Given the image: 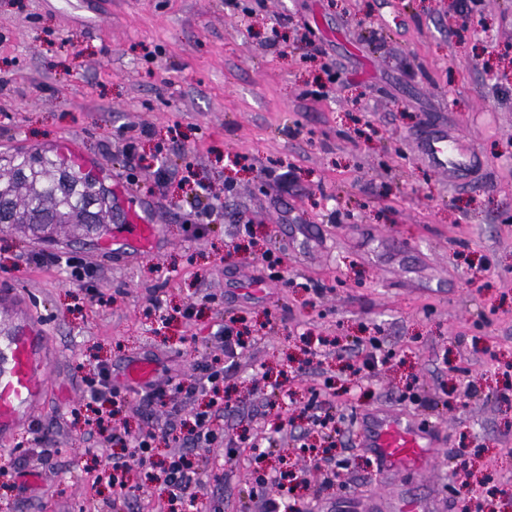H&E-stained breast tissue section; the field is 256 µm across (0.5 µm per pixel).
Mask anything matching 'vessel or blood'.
I'll list each match as a JSON object with an SVG mask.
<instances>
[{
	"mask_svg": "<svg viewBox=\"0 0 512 512\" xmlns=\"http://www.w3.org/2000/svg\"><path fill=\"white\" fill-rule=\"evenodd\" d=\"M418 155L434 170L447 174L450 182L468 183L483 166V160L468 149L454 131L437 124L427 125L416 138ZM119 223L130 250L155 249L161 237L154 217L139 204V192L115 185ZM0 303L11 312L0 321V440L26 427L36 406L48 393L49 346L38 322L10 289L0 290ZM363 446L380 470L401 467L419 470L431 463L436 434L403 413L383 412L366 417Z\"/></svg>",
	"mask_w": 512,
	"mask_h": 512,
	"instance_id": "b4317fda",
	"label": "vessel or blood"
}]
</instances>
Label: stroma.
Here are the masks:
<instances>
[{
  "mask_svg": "<svg viewBox=\"0 0 512 512\" xmlns=\"http://www.w3.org/2000/svg\"><path fill=\"white\" fill-rule=\"evenodd\" d=\"M307 29L322 56L296 49ZM430 121L470 141L482 179L453 187L420 163L413 137ZM41 147L141 187L161 243L136 254L108 244V228L0 232V288L25 298L54 351L52 394L0 452L7 475L34 468L42 482L0 487V512H169L145 470L125 475L130 505L95 482L114 447L88 423L91 381L102 363L126 382L147 358L155 382H191L227 322L247 345L214 419L224 439L188 451L204 510L262 512L227 449L253 440L269 445V469L297 472L305 512H401L409 498L460 512L461 498L512 487V0L466 16L457 0H0V153ZM160 160L189 182L156 183ZM201 186L224 220L194 234L187 200ZM78 262L110 303L72 282ZM154 293L168 321L150 311ZM373 341L387 362L353 376ZM315 392L342 417L316 468L302 412ZM206 402L169 418L132 392L113 424L155 433L162 456L166 420ZM382 410L432 423L438 462L377 473L362 419ZM38 446L42 458L18 454Z\"/></svg>",
  "mask_w": 512,
  "mask_h": 512,
  "instance_id": "35a3bbf8",
  "label": "stroma"
}]
</instances>
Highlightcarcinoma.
Here are the masks:
<instances>
[{
	"label": "carcinoma",
	"mask_w": 512,
	"mask_h": 512,
	"mask_svg": "<svg viewBox=\"0 0 512 512\" xmlns=\"http://www.w3.org/2000/svg\"><path fill=\"white\" fill-rule=\"evenodd\" d=\"M0 218L11 224L92 225L116 222L112 190L48 151L0 155Z\"/></svg>",
	"instance_id": "carcinoma-1"
}]
</instances>
